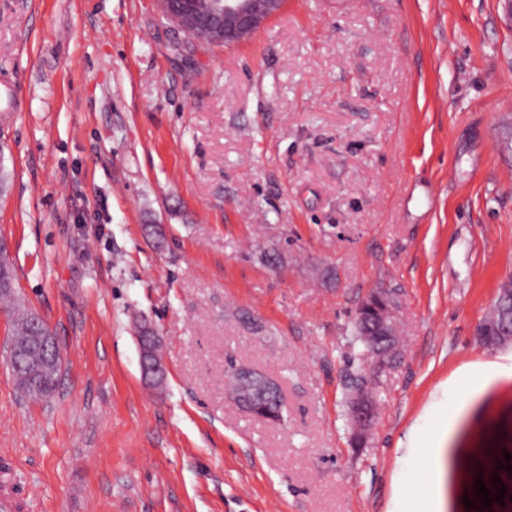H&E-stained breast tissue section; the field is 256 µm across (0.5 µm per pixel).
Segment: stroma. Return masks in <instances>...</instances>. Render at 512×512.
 Instances as JSON below:
<instances>
[{"mask_svg": "<svg viewBox=\"0 0 512 512\" xmlns=\"http://www.w3.org/2000/svg\"><path fill=\"white\" fill-rule=\"evenodd\" d=\"M10 102L0 238L63 359L32 400L0 357L28 512H467L469 459L512 483V374L481 375L512 345L475 336L512 277V0H286L226 47L154 0H0ZM383 291L402 350L360 444L350 330ZM139 345L140 364L145 379L154 385L160 384L165 376V367L160 358V339L151 327H142Z\"/></svg>", "mask_w": 512, "mask_h": 512, "instance_id": "stroma-1", "label": "stroma"}]
</instances>
